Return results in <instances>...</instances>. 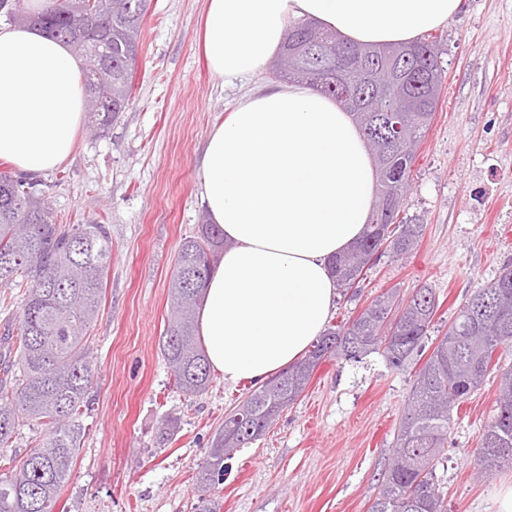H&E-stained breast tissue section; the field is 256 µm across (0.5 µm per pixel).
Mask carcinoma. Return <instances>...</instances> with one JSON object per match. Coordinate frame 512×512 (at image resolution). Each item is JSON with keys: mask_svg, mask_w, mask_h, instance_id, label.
Wrapping results in <instances>:
<instances>
[{"mask_svg": "<svg viewBox=\"0 0 512 512\" xmlns=\"http://www.w3.org/2000/svg\"><path fill=\"white\" fill-rule=\"evenodd\" d=\"M149 0H55L41 13L22 15L20 0H0L7 20L38 27L86 57V111L95 116L92 134H104L131 102L132 67L139 55ZM112 68V83L94 78L97 59ZM278 77L307 83L352 113L373 154L375 207L364 235L331 261L336 286L352 289L373 255L386 250L406 257L423 225L398 220L411 166L425 137L446 77L441 40L384 47L348 44L301 23L288 30L274 63ZM385 81L395 106L367 112L368 74ZM224 249V235L207 221L184 238L170 280L174 312L162 336L161 353L177 388L197 395L209 388L211 370L196 334L197 308L211 262ZM112 255L105 224L65 226L36 185L0 172V285L25 282V303L16 329L11 364L0 374V448H10L20 424L47 426L22 465L0 471V512H54L70 479L84 438L79 418L90 407L96 372L84 331L97 314ZM438 310L434 289H415L403 305L386 292L355 318L329 327L308 355L288 366L224 415L197 476L194 512H221L218 485L224 460L263 436L280 413L305 390L327 358L359 359L379 353L396 368L424 355ZM512 344V263L472 294L415 375L407 409L388 467L378 478L369 512H448L436 468L448 444L450 411L480 389L497 369L493 356ZM479 461L491 475L512 469V368L500 373L497 412L480 436Z\"/></svg>", "mask_w": 512, "mask_h": 512, "instance_id": "obj_1", "label": "carcinoma"}]
</instances>
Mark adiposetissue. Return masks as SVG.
Returning <instances> with one entry per match:
<instances>
[{"instance_id": "adipose-tissue-1", "label": "adipose tissue", "mask_w": 512, "mask_h": 512, "mask_svg": "<svg viewBox=\"0 0 512 512\" xmlns=\"http://www.w3.org/2000/svg\"><path fill=\"white\" fill-rule=\"evenodd\" d=\"M464 0H207L210 68L246 94L201 154V199L229 242L212 266L198 333L225 383L266 382L326 326L329 261L370 222L376 175L351 115L309 86H253L289 27L312 20L363 44L410 42ZM83 76L68 48L28 25L0 24V160L38 176L72 154Z\"/></svg>"}]
</instances>
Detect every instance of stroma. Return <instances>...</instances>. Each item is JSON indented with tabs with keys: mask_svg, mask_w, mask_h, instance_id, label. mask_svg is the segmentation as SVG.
I'll list each match as a JSON object with an SVG mask.
<instances>
[{
	"mask_svg": "<svg viewBox=\"0 0 512 512\" xmlns=\"http://www.w3.org/2000/svg\"><path fill=\"white\" fill-rule=\"evenodd\" d=\"M205 0H150L132 104L101 137L79 129L70 159L38 176L61 224H105L112 259L88 331L97 372L86 435L55 512H193L199 466L248 382L176 389L160 342L180 245L201 224L197 159L243 93L208 65L198 40ZM448 72L416 154L404 220L423 225L409 256H382L329 318L352 319L378 295L434 288L439 342L461 304L512 262V0H464L447 24ZM420 362L380 354L322 361L294 404L227 460L222 512H368ZM489 376L452 410L439 470L448 512H497L512 470L477 478L480 435L496 414ZM181 424L160 438L165 416Z\"/></svg>",
	"mask_w": 512,
	"mask_h": 512,
	"instance_id": "obj_1",
	"label": "stroma"
}]
</instances>
